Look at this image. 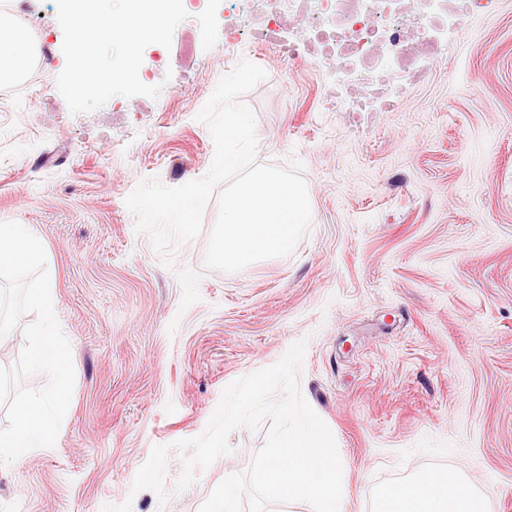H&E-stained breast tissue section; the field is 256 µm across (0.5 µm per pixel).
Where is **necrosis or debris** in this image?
I'll return each mask as SVG.
<instances>
[{
	"label": "necrosis or debris",
	"instance_id": "1",
	"mask_svg": "<svg viewBox=\"0 0 512 512\" xmlns=\"http://www.w3.org/2000/svg\"><path fill=\"white\" fill-rule=\"evenodd\" d=\"M225 44L248 43L291 57L281 39L284 17H298L318 49L314 62L330 69L336 88L347 91L343 112L391 108L399 80L425 70L444 52L445 36L494 0H226Z\"/></svg>",
	"mask_w": 512,
	"mask_h": 512
}]
</instances>
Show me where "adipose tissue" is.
Returning <instances> with one entry per match:
<instances>
[{
    "label": "adipose tissue",
    "mask_w": 512,
    "mask_h": 512,
    "mask_svg": "<svg viewBox=\"0 0 512 512\" xmlns=\"http://www.w3.org/2000/svg\"><path fill=\"white\" fill-rule=\"evenodd\" d=\"M29 58L24 30L0 15V83L16 80ZM374 512H484V505L471 483L460 474L432 472L383 488Z\"/></svg>",
    "instance_id": "obj_1"
}]
</instances>
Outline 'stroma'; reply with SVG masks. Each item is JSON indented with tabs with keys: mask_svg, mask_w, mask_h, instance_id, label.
I'll list each match as a JSON object with an SVG mask.
<instances>
[{
	"mask_svg": "<svg viewBox=\"0 0 512 512\" xmlns=\"http://www.w3.org/2000/svg\"><path fill=\"white\" fill-rule=\"evenodd\" d=\"M170 50L139 77L158 98L71 114L58 92L55 0H15L52 67L29 100L0 95V222L32 225L75 383L57 447L0 470V512H200L246 472L271 427L176 492L178 441L202 434L223 390L298 341L304 400L331 431L346 512L387 484L463 471L486 512H512V0L464 20L389 112H339L313 62L224 46V0H185ZM260 165L301 164L312 220L293 253L226 273L203 234L165 265L125 200L145 178H203L214 142L197 115L241 60Z\"/></svg>",
	"mask_w": 512,
	"mask_h": 512,
	"instance_id": "stroma-1",
	"label": "stroma"
}]
</instances>
